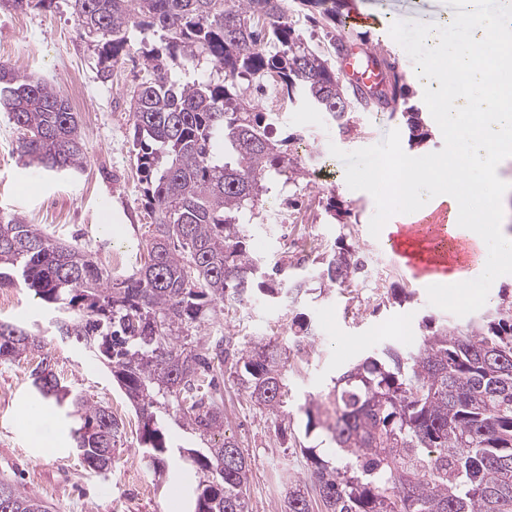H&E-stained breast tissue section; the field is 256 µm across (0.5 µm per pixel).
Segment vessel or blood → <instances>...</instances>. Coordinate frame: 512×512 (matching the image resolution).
<instances>
[{
    "label": "vessel or blood",
    "instance_id": "vessel-or-blood-1",
    "mask_svg": "<svg viewBox=\"0 0 512 512\" xmlns=\"http://www.w3.org/2000/svg\"><path fill=\"white\" fill-rule=\"evenodd\" d=\"M338 58L342 79L366 98L377 99L385 84L377 48L346 40L339 47ZM384 246L388 254L401 258L413 271L437 270L452 256L476 257L473 242L459 232L445 202L398 224L386 233Z\"/></svg>",
    "mask_w": 512,
    "mask_h": 512
}]
</instances>
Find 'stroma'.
<instances>
[{
	"mask_svg": "<svg viewBox=\"0 0 512 512\" xmlns=\"http://www.w3.org/2000/svg\"><path fill=\"white\" fill-rule=\"evenodd\" d=\"M454 13L445 0H426L420 8L413 0H392L382 10L387 28L397 21L444 26ZM0 62L18 72L38 75L63 91L68 90L72 77H80L83 99L77 112L87 156L84 170L72 175L24 165L16 152L20 132L7 113L0 112V209L21 213L29 223L41 225L61 240L85 246L99 263H106L107 251L121 252L125 262L111 273L117 278L128 275L155 221L143 205L134 161L133 122L126 110V97L140 74V63L127 62L109 81H102L97 53L82 34L69 0H53L50 7L24 11L0 7ZM268 99L265 93L255 97L262 111L278 115L273 139L292 135L305 140L313 153L299 155L301 167L309 170L325 165L328 178L321 182L306 176L277 180L271 197L261 203L248 224L249 247L263 260L308 270L318 248L341 238L373 264L376 279L367 286L322 294L318 280L312 278L307 283L309 293L299 305L269 298L247 306L228 305L211 326V333L226 336L237 347L256 336H287L302 313L316 332L312 353L288 359L286 437H279L275 417L250 403L233 378L224 380L229 431L252 461L250 512H281L290 481L303 473L302 445L317 446L324 438L321 432L305 431L301 407L306 398L325 397L334 378L385 345L400 343L405 350H416L424 332L423 319L459 321L458 316L430 305L420 276L382 250L380 239L369 232L375 213L372 196L348 187L343 162L330 152L334 146L352 152L378 144L393 129L408 137L401 114L358 112L352 131L342 133L326 113L284 98L272 105ZM333 199L350 204V225L337 224L327 212ZM308 206L317 218L315 224L288 223V211ZM287 237L300 240L301 250L284 251ZM395 288L411 292V299L395 303L391 297ZM401 325L413 332L405 344L396 332ZM44 336L60 378L92 401L109 406L124 421V445L111 471H89L72 448L71 420L57 407L35 401L30 372L39 354L0 361V480L37 493L50 512H193L192 474L172 464L163 477H155L138 448V419L110 370L52 331H45ZM37 407L44 419L32 427L23 414ZM48 437L57 440L56 453L43 451L41 443Z\"/></svg>",
	"mask_w": 512,
	"mask_h": 512,
	"instance_id": "obj_1",
	"label": "stroma"
}]
</instances>
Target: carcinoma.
<instances>
[{
	"instance_id": "carcinoma-1",
	"label": "carcinoma",
	"mask_w": 512,
	"mask_h": 512,
	"mask_svg": "<svg viewBox=\"0 0 512 512\" xmlns=\"http://www.w3.org/2000/svg\"><path fill=\"white\" fill-rule=\"evenodd\" d=\"M83 34L95 43L108 81L132 56L146 76L130 91L136 169L155 216L144 260L114 279L85 247L65 243L19 213H0V288L34 291L57 336L110 369L132 404L139 448L166 472L173 455L192 468L196 512H249L251 458L224 422L215 351L253 405L278 417L288 396V349L313 347L308 323L287 345L256 336L241 348L206 332L224 304L262 294L299 297L306 281L263 262L247 245L246 215L279 177L299 172L271 139L278 116L248 107L250 86L274 83L283 96L327 113L349 131L352 113L376 104L345 89L330 53L310 48L288 13L319 7L335 27L345 0H71ZM160 33L150 43L133 34ZM206 58L220 74L184 83L171 67ZM402 102L409 141L430 133ZM0 110L22 131L17 150L37 168L81 171L87 164L78 113L55 86L0 63ZM323 290L352 288L363 262L339 244L313 259ZM40 328L0 320V360L41 348ZM46 401L77 420L74 448L94 471L113 466L125 425L110 407L61 381L51 353L31 371ZM329 405L304 404L305 434L321 428L342 455L303 448L307 472L288 487L282 512H512V293L465 326L426 320L419 347L388 346L333 380ZM174 419L204 445H175ZM0 512H49L36 493L0 480Z\"/></svg>"
}]
</instances>
